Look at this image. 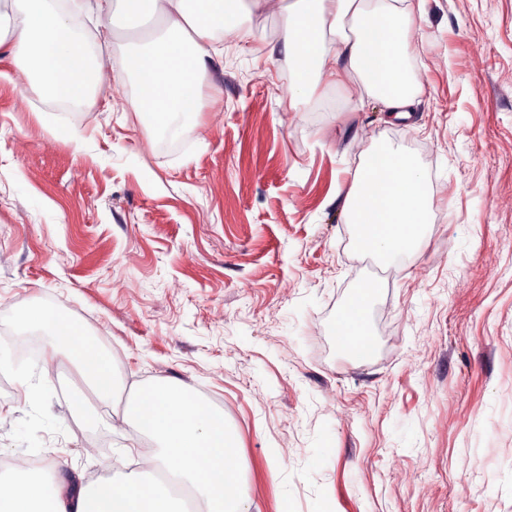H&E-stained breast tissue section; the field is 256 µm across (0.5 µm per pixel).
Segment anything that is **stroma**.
I'll use <instances>...</instances> for the list:
<instances>
[{
    "instance_id": "stroma-1",
    "label": "stroma",
    "mask_w": 512,
    "mask_h": 512,
    "mask_svg": "<svg viewBox=\"0 0 512 512\" xmlns=\"http://www.w3.org/2000/svg\"><path fill=\"white\" fill-rule=\"evenodd\" d=\"M412 117L359 81L291 111V65L234 40L183 137L121 111L27 101L0 46V347L54 303L112 355L118 401L158 380L223 408L249 512H512V0H426ZM423 168L432 223L393 264L353 246L336 189L372 143ZM374 345L337 317L364 282ZM0 364V476L117 481L153 443L81 406L64 355Z\"/></svg>"
}]
</instances>
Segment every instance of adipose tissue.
Masks as SVG:
<instances>
[{
  "instance_id": "ef3b65f1",
  "label": "adipose tissue",
  "mask_w": 512,
  "mask_h": 512,
  "mask_svg": "<svg viewBox=\"0 0 512 512\" xmlns=\"http://www.w3.org/2000/svg\"><path fill=\"white\" fill-rule=\"evenodd\" d=\"M130 0H95L103 23L96 34L72 27L75 0H0V45L9 46L14 80L40 100L80 107L94 92L134 78V112L161 130L188 123L203 109L201 90L223 37L236 38L259 58L282 53L293 64L290 109L303 111L316 91L356 75L362 93L394 117L409 118L418 87L405 68L414 24L397 0H142L157 27L121 47L123 69L106 64L100 48L115 40ZM279 15L280 48L269 47L238 22L241 4ZM361 249L383 259L416 252L430 222L426 177L406 153L371 145L351 183L336 191ZM374 285L355 291L336 322L339 349L371 346L368 325ZM21 328L45 332L51 348L65 349L96 398L111 404L117 382L110 353L77 325L44 307L19 314ZM123 424L149 436L156 449L143 468L115 482L74 486L62 494L54 482L16 467L0 479V512H246L235 493L238 443L223 410L174 381H157L131 393Z\"/></svg>"
}]
</instances>
